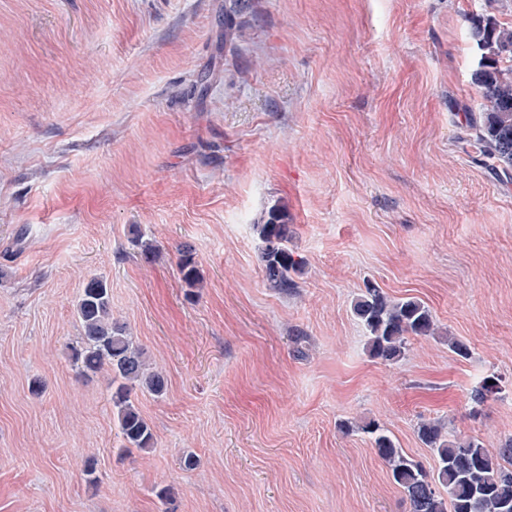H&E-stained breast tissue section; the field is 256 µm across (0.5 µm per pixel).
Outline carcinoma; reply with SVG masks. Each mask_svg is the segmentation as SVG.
<instances>
[{
	"label": "carcinoma",
	"mask_w": 512,
	"mask_h": 512,
	"mask_svg": "<svg viewBox=\"0 0 512 512\" xmlns=\"http://www.w3.org/2000/svg\"><path fill=\"white\" fill-rule=\"evenodd\" d=\"M471 36L481 48L472 80L481 94L482 112L469 116L470 142L486 166L508 179L512 177V24L473 17ZM252 228L261 243L259 260L268 286L281 293L297 287L295 276L303 273L304 262L295 259L288 247L292 231L285 216L273 207ZM179 271L186 287L199 285L196 261L188 249L181 251ZM75 311L83 328L80 345L71 349L76 373L88 377L109 369L121 447H153V429L131 394L139 390L161 396L167 380L150 369L144 350L126 326L112 319V294L105 280L92 278L84 284ZM352 312L365 331L368 354L386 363L402 359L410 339L437 334L428 306L415 298L393 299L371 281L354 300ZM491 380L472 390L469 416H481L485 404L498 393V379ZM355 430L370 436L410 512H512V440L492 453L475 437L451 438L441 426L422 421L417 436L433 457L427 468L409 457L380 424L370 420Z\"/></svg>",
	"instance_id": "carcinoma-1"
}]
</instances>
